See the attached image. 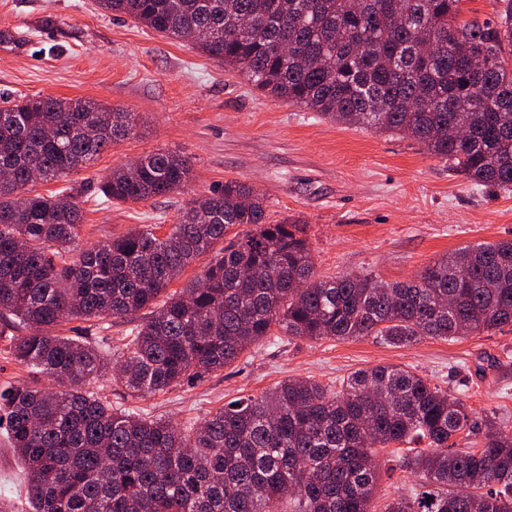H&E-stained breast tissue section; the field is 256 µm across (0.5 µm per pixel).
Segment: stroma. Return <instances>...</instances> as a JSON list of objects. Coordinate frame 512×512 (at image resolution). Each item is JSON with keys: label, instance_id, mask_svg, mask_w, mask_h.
Returning a JSON list of instances; mask_svg holds the SVG:
<instances>
[{"label": "stroma", "instance_id": "obj_1", "mask_svg": "<svg viewBox=\"0 0 512 512\" xmlns=\"http://www.w3.org/2000/svg\"><path fill=\"white\" fill-rule=\"evenodd\" d=\"M48 95L91 99L141 117L134 134L67 178L85 199L83 247L146 224L166 234L191 199L228 179L265 196L270 222L301 219L320 278L353 273L408 282L441 255L512 239V190L472 185L411 138L336 124L272 98L194 44L102 11L96 0H0V99ZM159 149L191 160L188 190L139 203L104 201L97 186L106 175ZM133 326L127 319L75 320L61 333L115 356ZM378 365L413 371L454 392L476 420L492 415L512 426L511 328L452 341L425 337L405 347L374 336H273L224 370L166 393L137 398L109 375L96 390L113 407L186 428L288 378L337 391L352 373ZM379 463L377 497L411 492L416 478L400 454L380 449ZM0 499L28 512L24 469L2 427Z\"/></svg>", "mask_w": 512, "mask_h": 512}]
</instances>
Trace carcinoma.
<instances>
[{"instance_id": "cac0c4a2", "label": "carcinoma", "mask_w": 512, "mask_h": 512, "mask_svg": "<svg viewBox=\"0 0 512 512\" xmlns=\"http://www.w3.org/2000/svg\"><path fill=\"white\" fill-rule=\"evenodd\" d=\"M462 0H97L244 75L268 95L342 125L420 142L477 186L512 188V0L493 27L458 22ZM0 108V336L12 359L56 383L0 392L30 512H512V427L472 412L420 375L379 365L337 392L287 379L224 405L198 427L114 409L94 391L111 372L143 398L202 379L279 333L376 336L393 345L512 327V240L445 254L413 282L317 279L300 220L273 224L250 185L224 181L170 233L135 228L78 247L80 192L32 194L129 135L133 112L83 98L18 97ZM193 181L190 160L151 152L103 178L136 203ZM248 226L227 238L233 226ZM223 243L219 249L217 243ZM204 273L171 284L200 257ZM148 311L119 360L62 336L66 321ZM428 442L403 460L409 495L375 503L377 448Z\"/></svg>"}]
</instances>
